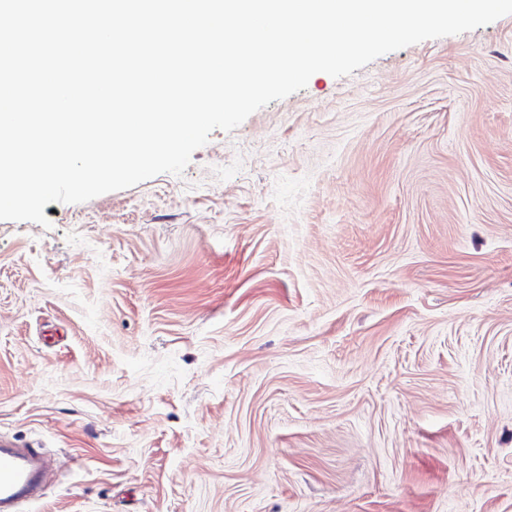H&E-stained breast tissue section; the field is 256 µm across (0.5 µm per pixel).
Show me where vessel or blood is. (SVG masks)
<instances>
[{"instance_id": "vessel-or-blood-1", "label": "vessel or blood", "mask_w": 512, "mask_h": 512, "mask_svg": "<svg viewBox=\"0 0 512 512\" xmlns=\"http://www.w3.org/2000/svg\"><path fill=\"white\" fill-rule=\"evenodd\" d=\"M41 449L0 442V512H20L42 496Z\"/></svg>"}]
</instances>
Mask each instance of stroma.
<instances>
[{"instance_id":"35a3bbf8","label":"stroma","mask_w":512,"mask_h":512,"mask_svg":"<svg viewBox=\"0 0 512 512\" xmlns=\"http://www.w3.org/2000/svg\"><path fill=\"white\" fill-rule=\"evenodd\" d=\"M0 221L23 512H512V15Z\"/></svg>"}]
</instances>
